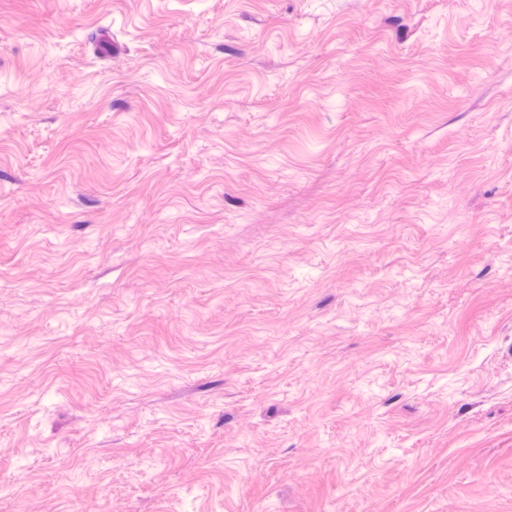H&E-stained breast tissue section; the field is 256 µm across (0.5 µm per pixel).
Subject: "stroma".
Masks as SVG:
<instances>
[{"label":"stroma","mask_w":512,"mask_h":512,"mask_svg":"<svg viewBox=\"0 0 512 512\" xmlns=\"http://www.w3.org/2000/svg\"><path fill=\"white\" fill-rule=\"evenodd\" d=\"M512 0H0V512H512Z\"/></svg>","instance_id":"35a3bbf8"}]
</instances>
